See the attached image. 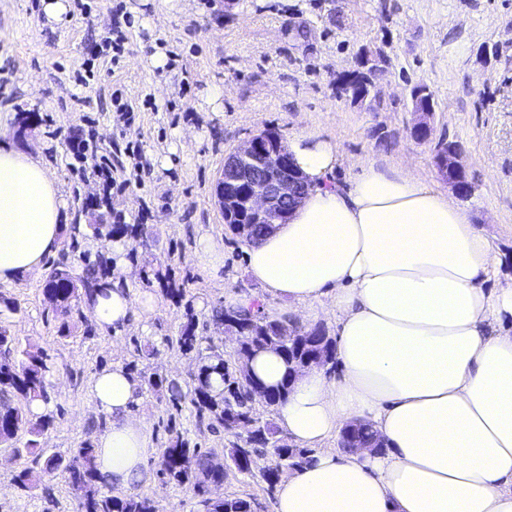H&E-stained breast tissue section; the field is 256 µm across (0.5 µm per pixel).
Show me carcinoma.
Masks as SVG:
<instances>
[{
  "label": "carcinoma",
  "mask_w": 512,
  "mask_h": 512,
  "mask_svg": "<svg viewBox=\"0 0 512 512\" xmlns=\"http://www.w3.org/2000/svg\"><path fill=\"white\" fill-rule=\"evenodd\" d=\"M96 278L93 266L75 278L66 266L59 265L53 269L44 294L55 309L67 316L92 291ZM212 317L222 322L224 330L231 331L239 341L242 358L250 359L271 349L291 371L314 358L321 359L323 366L336 363L335 340L319 326L300 331L289 319L273 318L259 310H226L222 305L213 308ZM176 342L184 352L196 353L199 360L193 388L185 392L179 383L168 382L156 374L148 378V385H167L169 400L175 407L189 399L199 424L212 431L222 428L235 433L239 441L228 449V457L241 473H252L259 460L269 455L276 464L263 469L262 478L272 486L279 480L282 468L303 466L309 451L282 443L271 424L255 417L251 387L256 385V379L252 375L242 374L232 366L210 337L196 335L193 324L182 329ZM53 367L49 355L21 348L19 339L0 326V443L13 440L20 431L29 435L23 446L11 448L18 458L31 461V465L15 476L18 487L31 489L61 478L77 502L76 512H155L152 500L147 497L118 496L98 488L94 442H84L69 458L44 456L39 438L50 429L53 418L49 414L32 413L30 405L35 401H50L51 385L47 376ZM214 375L222 382L219 391L212 385ZM289 387L290 380L286 379L276 387L266 388L264 402L277 405L286 399ZM156 466L163 478L193 490L200 512H252L251 501L247 499H225L214 494L213 488L224 482V471L213 467L210 452L190 447L180 436L162 450Z\"/></svg>",
  "instance_id": "1"
}]
</instances>
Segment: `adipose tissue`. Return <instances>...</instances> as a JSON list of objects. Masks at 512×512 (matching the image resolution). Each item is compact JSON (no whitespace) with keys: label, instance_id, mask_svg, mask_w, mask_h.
Listing matches in <instances>:
<instances>
[{"label":"adipose tissue","instance_id":"ef3b65f1","mask_svg":"<svg viewBox=\"0 0 512 512\" xmlns=\"http://www.w3.org/2000/svg\"><path fill=\"white\" fill-rule=\"evenodd\" d=\"M309 185L284 224L248 246L251 276L288 300V316L336 317L335 376L295 374L278 424L310 462L280 481L273 512H512V285L492 288L497 259L466 208L405 169L370 161L333 181L335 143L288 145ZM66 201L42 156L0 147V283L41 270L60 246ZM114 274L85 306L124 329L155 306L135 296L121 240L105 244ZM107 415L99 476L129 487L146 476L152 430L131 414L137 384L120 364L96 373ZM369 423L382 453H340L325 440Z\"/></svg>","mask_w":512,"mask_h":512}]
</instances>
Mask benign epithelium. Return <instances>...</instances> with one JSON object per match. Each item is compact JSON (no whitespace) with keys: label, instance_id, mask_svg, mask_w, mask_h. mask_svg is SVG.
Wrapping results in <instances>:
<instances>
[{"label":"benign epithelium","instance_id":"benign-epithelium-1","mask_svg":"<svg viewBox=\"0 0 512 512\" xmlns=\"http://www.w3.org/2000/svg\"><path fill=\"white\" fill-rule=\"evenodd\" d=\"M359 68L363 83L369 88L373 87L377 64L369 55L364 54L360 57ZM412 103L414 112L419 115L414 135L419 137L430 132L433 103L423 88L413 90ZM436 159L440 169L448 175V183L458 197L474 191L457 146L442 147ZM302 186L303 178L293 168L288 149L276 142L268 132L262 131L224 159V167L216 185V196L224 216L228 218L244 213L255 224H285Z\"/></svg>","mask_w":512,"mask_h":512}]
</instances>
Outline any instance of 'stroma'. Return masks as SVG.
<instances>
[{"instance_id": "stroma-1", "label": "stroma", "mask_w": 512, "mask_h": 512, "mask_svg": "<svg viewBox=\"0 0 512 512\" xmlns=\"http://www.w3.org/2000/svg\"><path fill=\"white\" fill-rule=\"evenodd\" d=\"M72 19L58 25L42 0H0V144L41 153L67 201L61 244L40 272L0 284V326L22 343L50 354L48 411L41 437L47 454L71 455L97 440L105 418L87 387L102 368L121 363L189 388L195 354L173 340L188 320L196 333L233 353L236 342L213 321L227 292L260 293L249 274L247 245L224 223L215 186L224 158L269 128L285 140L318 133L339 148L334 178L345 183L374 159L405 167L442 191L450 186L436 164L437 145L458 143L476 184L465 200L472 222L489 238L498 260L496 288L512 282V0H70ZM127 36L112 59L113 30ZM378 59L375 99L354 103L339 89L360 54ZM163 56L164 67L152 64ZM434 96L429 140L413 138L417 120L410 90ZM224 96L213 103L214 88ZM134 110L133 118L118 103ZM92 151L75 156L71 143ZM108 157L124 187L104 196L90 175L97 155ZM86 225L74 238L72 225ZM103 225L143 224L147 238L124 236L133 293L155 295L148 319L121 331L95 328L90 316L56 313L43 288L59 261L73 275L100 259L91 243ZM224 242V265L201 271L191 256L200 238ZM68 332H60L61 323ZM149 424L156 449L173 434L211 451L222 465L221 496L254 499L273 512L274 496L260 476L238 473L227 457L235 441L197 425L184 403L169 412L166 388L143 386L132 409ZM20 469L0 445V512H76L63 480L51 493L23 490ZM129 492L150 498L156 512H197L192 489L158 476Z\"/></svg>"}]
</instances>
